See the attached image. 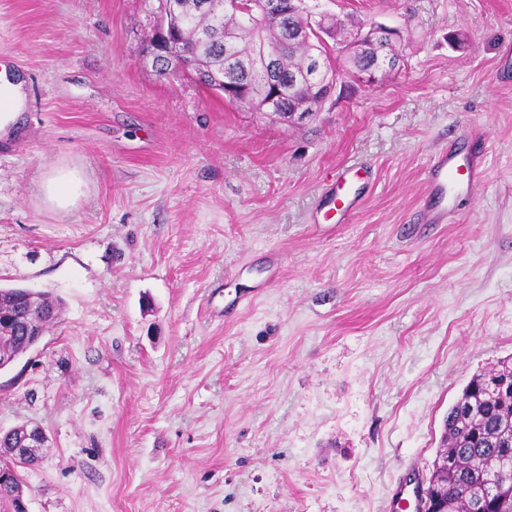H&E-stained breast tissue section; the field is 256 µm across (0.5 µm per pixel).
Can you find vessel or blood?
I'll return each mask as SVG.
<instances>
[{"label": "vessel or blood", "mask_w": 512, "mask_h": 512, "mask_svg": "<svg viewBox=\"0 0 512 512\" xmlns=\"http://www.w3.org/2000/svg\"><path fill=\"white\" fill-rule=\"evenodd\" d=\"M348 169L337 173L335 185H332L325 197L324 206L335 212L340 219L354 215L360 204L358 193L352 192L348 185ZM484 171L478 160L461 159L456 150H442L433 160L428 170V186L435 205L426 217L429 222L441 224L447 221L452 210L451 198L460 192H475L483 183ZM421 480L416 470L410 469L399 479L393 490L392 498L401 512H407L418 495Z\"/></svg>", "instance_id": "1"}]
</instances>
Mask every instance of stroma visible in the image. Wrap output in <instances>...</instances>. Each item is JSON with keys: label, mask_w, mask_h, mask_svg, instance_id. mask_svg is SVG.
<instances>
[{"label": "stroma", "mask_w": 512, "mask_h": 512, "mask_svg": "<svg viewBox=\"0 0 512 512\" xmlns=\"http://www.w3.org/2000/svg\"><path fill=\"white\" fill-rule=\"evenodd\" d=\"M158 0H0L28 83L0 141V285L61 299L0 370V434L40 426L29 512H389L428 476L449 407L512 357V0H327L398 29L288 124L144 52ZM484 182L443 224L436 153ZM368 170L345 224L313 221ZM77 170L66 210L41 191ZM352 171L350 167L342 168L337 173L335 185H332L325 197L324 219L328 218V213L333 211L339 215V218L345 221L348 217L354 215L360 204V195L356 192L352 193L348 185V175ZM422 481L419 478L418 472L414 469H409L399 479L396 487L393 490L392 498L396 504V510L416 508L418 491ZM414 499V501H412Z\"/></svg>", "instance_id": "obj_1"}]
</instances>
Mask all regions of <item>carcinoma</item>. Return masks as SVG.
<instances>
[{"label": "carcinoma", "mask_w": 512, "mask_h": 512, "mask_svg": "<svg viewBox=\"0 0 512 512\" xmlns=\"http://www.w3.org/2000/svg\"><path fill=\"white\" fill-rule=\"evenodd\" d=\"M180 14L172 17L177 28L181 50L193 62L186 75L214 91L224 80L243 89V96L255 109H260L258 94L264 78L252 69L256 43L263 41L278 51L277 71L286 80L284 106H296L320 94L316 85L325 73L313 80L315 60L334 67V49L313 37L298 41L294 32L303 25L302 17L270 15L266 22L252 29L240 25L234 14L224 11L225 0H208L199 7V0H178ZM42 314V324L54 321L60 303L29 288H0V354L16 357L25 353L30 337L14 332L13 317L30 307ZM512 378V361L503 360L497 367L473 376L461 396L448 409L441 445L455 460L448 471V506L461 512H479L478 497L493 483L512 485V447L500 442L503 433L512 430V389L491 384L493 380ZM24 428L13 429L0 437V472L7 477L0 482V509L13 505L17 491L24 487L21 469L31 461L21 456H8L5 449L18 447Z\"/></svg>", "instance_id": "cac0c4a2"}]
</instances>
